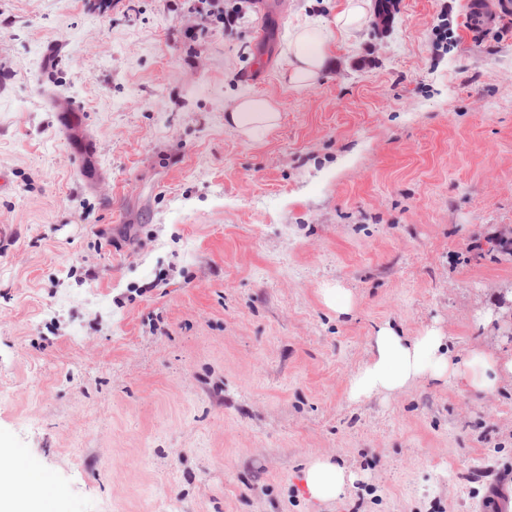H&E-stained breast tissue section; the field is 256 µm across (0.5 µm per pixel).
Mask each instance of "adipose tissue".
Listing matches in <instances>:
<instances>
[{
  "mask_svg": "<svg viewBox=\"0 0 512 512\" xmlns=\"http://www.w3.org/2000/svg\"><path fill=\"white\" fill-rule=\"evenodd\" d=\"M326 34L310 26L298 31L290 46L289 88L301 90L316 84L327 62ZM282 120L279 102L268 97H239L224 122L242 137L254 139L258 133L276 129ZM512 378V354L482 347L467 356L453 353L444 330L431 325L407 336L391 323L377 327L368 356L349 382V397L364 401L376 396H393L421 381L462 384L467 390L489 395L499 384ZM356 476L328 456L313 458L303 480L310 497L329 502L346 494Z\"/></svg>",
  "mask_w": 512,
  "mask_h": 512,
  "instance_id": "adipose-tissue-1",
  "label": "adipose tissue"
}]
</instances>
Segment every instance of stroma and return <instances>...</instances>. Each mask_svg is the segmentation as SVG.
<instances>
[{
  "label": "stroma",
  "instance_id": "1",
  "mask_svg": "<svg viewBox=\"0 0 512 512\" xmlns=\"http://www.w3.org/2000/svg\"><path fill=\"white\" fill-rule=\"evenodd\" d=\"M253 0L194 34L183 0H0V448L45 512H502L512 378L357 403L378 324L512 350V19L465 0ZM329 37L318 83L288 45ZM266 37L257 40L258 27ZM278 128L224 124L239 95ZM357 300L336 318L320 290ZM358 475L320 503L307 463ZM346 1L344 9L337 12L334 18L336 29L342 34L358 29L365 18L364 6L362 4L355 3L360 2V0ZM510 18L511 0H469L464 25L470 32H488ZM326 43V33L319 27H306L294 35L289 45L292 57L287 73L289 88L301 90L316 84L329 58L324 48ZM281 120L279 102L273 98L249 95L239 97L233 110L224 117L225 124L248 140L260 132L276 129Z\"/></svg>",
  "mask_w": 512,
  "mask_h": 512
}]
</instances>
